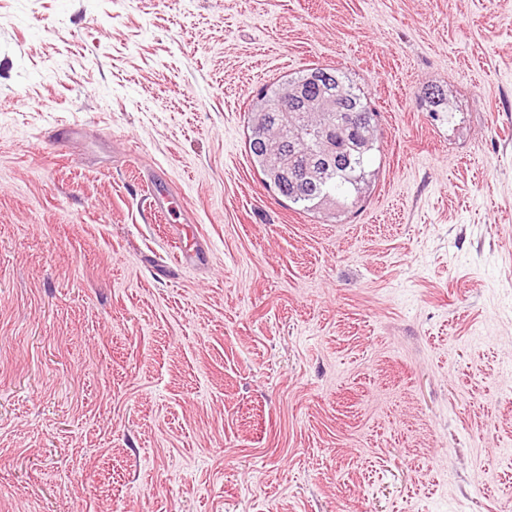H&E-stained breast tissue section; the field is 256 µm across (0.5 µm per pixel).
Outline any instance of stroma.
<instances>
[{
  "label": "stroma",
  "instance_id": "obj_1",
  "mask_svg": "<svg viewBox=\"0 0 512 512\" xmlns=\"http://www.w3.org/2000/svg\"><path fill=\"white\" fill-rule=\"evenodd\" d=\"M316 65L333 222L248 153ZM0 512H512V0H0ZM302 89L306 92L332 91L335 97L334 122L336 131L343 125L354 127V136L349 146L341 151L335 165L323 176L310 177L303 174L305 154L293 140L289 121L288 129L280 127L277 121L279 111L291 98L289 92ZM288 93V95H287ZM379 112L373 110L361 90L339 68H308L295 76L285 75L276 85L263 93L248 112L247 128L249 155L262 174L267 187L273 188L278 195L304 211L333 214L336 207H344L350 200L364 195L369 189L372 171L369 163L378 146ZM277 149L288 155L293 164L294 174L285 176L282 160L272 161V151ZM172 229L184 243L183 248H181V253L186 264L192 266L198 264L201 261L202 253L199 243L195 241L194 235L190 233L189 226L185 224H173Z\"/></svg>",
  "mask_w": 512,
  "mask_h": 512
}]
</instances>
